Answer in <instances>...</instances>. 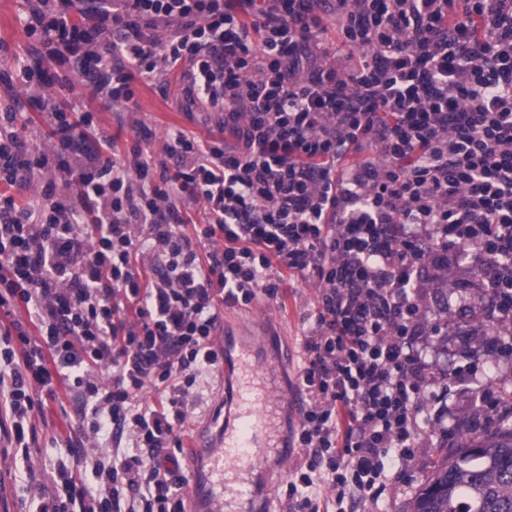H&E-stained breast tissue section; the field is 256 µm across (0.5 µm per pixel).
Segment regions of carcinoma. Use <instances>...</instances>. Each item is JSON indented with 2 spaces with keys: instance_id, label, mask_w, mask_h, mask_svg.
I'll return each mask as SVG.
<instances>
[{
  "instance_id": "obj_1",
  "label": "carcinoma",
  "mask_w": 512,
  "mask_h": 512,
  "mask_svg": "<svg viewBox=\"0 0 512 512\" xmlns=\"http://www.w3.org/2000/svg\"><path fill=\"white\" fill-rule=\"evenodd\" d=\"M458 447L453 459L442 457L409 512H512V418L482 439L461 430Z\"/></svg>"
}]
</instances>
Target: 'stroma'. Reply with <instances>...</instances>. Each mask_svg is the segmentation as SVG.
Segmentation results:
<instances>
[{"mask_svg": "<svg viewBox=\"0 0 512 512\" xmlns=\"http://www.w3.org/2000/svg\"><path fill=\"white\" fill-rule=\"evenodd\" d=\"M26 0H0V70H11L17 64L32 60L34 38L24 31L23 13ZM51 72L59 79L45 87L43 94L58 107H66L72 101H80L85 110L96 113L101 134L112 137L120 153H128L135 142L137 127L149 129L152 138L149 147L154 163L166 162L164 139L169 127L178 126L203 139H218L222 133L217 128L213 116L207 112L195 111L193 118H186L180 107L184 94L179 84L168 88L148 82H136L135 110H127L120 105L96 99L82 86H71L69 79L74 70L73 63L51 65ZM14 108L25 113L28 129L25 133L29 148L51 150L50 127L46 114L32 103L17 84L0 82V110ZM484 283L473 264L467 263L458 269L448 271V331L440 337L431 350L432 359L444 373V383L448 395L443 403L445 417L449 425L456 429L475 427L477 434L490 433L496 427L495 421L476 422L473 406L477 402L482 382L494 383L512 379V366L488 352L481 345L484 322L472 318L468 308L457 301L458 295L481 296ZM314 290L302 280L294 279L288 286L285 304H277L257 297L251 304L225 305L224 321L245 327L264 326L263 339L266 347L288 349L290 355L282 364V375L294 378L298 372L302 348L303 319L312 309ZM477 367L482 376L481 383H459L454 371ZM224 399V375L215 373L209 376L200 401L188 407L186 420L180 438L184 447H191L201 428L220 410ZM85 408L81 400L75 398L69 385H61L56 398L47 400L42 415L36 416L38 446L33 451L31 464H24L15 457L13 450L0 447V512H38V501L30 493L24 492L25 483H45L54 459L63 453H71L76 462L74 472L85 481L87 487H95L96 482L90 470L84 469V459L111 451L112 431L103 429L97 437L84 439ZM456 453V440L443 436L440 429H433L412 462L403 469V480L379 501L364 502L352 499L349 512H406L412 497L422 485L438 457L439 449ZM293 460H281L276 449L266 451V459L253 476L255 502H262L267 491H274L273 512H286L287 483L293 478Z\"/></svg>", "mask_w": 512, "mask_h": 512, "instance_id": "obj_1", "label": "stroma"}]
</instances>
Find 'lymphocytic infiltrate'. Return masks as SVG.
Masks as SVG:
<instances>
[{
	"label": "lymphocytic infiltrate",
	"mask_w": 512,
	"mask_h": 512,
	"mask_svg": "<svg viewBox=\"0 0 512 512\" xmlns=\"http://www.w3.org/2000/svg\"><path fill=\"white\" fill-rule=\"evenodd\" d=\"M25 30L44 46L18 68L29 99L44 61L71 59L129 110L135 79L178 80L231 136L170 128L175 166L159 169L93 113L49 112V151L0 113V184L31 190L0 193V433L29 458L65 377L92 431L128 441L87 461L93 491L58 460L39 512H186L178 431L224 360V306L279 301L290 276L317 287L294 471L323 469L329 496L290 486L289 512L389 492L438 420L421 410L438 383L423 349L446 326L432 291L449 261L477 264L489 349L512 356V0H28Z\"/></svg>",
	"instance_id": "1"
}]
</instances>
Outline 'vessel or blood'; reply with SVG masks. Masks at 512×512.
<instances>
[{
  "mask_svg": "<svg viewBox=\"0 0 512 512\" xmlns=\"http://www.w3.org/2000/svg\"><path fill=\"white\" fill-rule=\"evenodd\" d=\"M280 357L260 354L247 329L224 341L225 376L234 386V410L217 423L214 435H199L196 455L206 463L205 473H191L193 495L209 503L237 498L242 481L258 466L263 448L282 447L278 419L285 406H299V397L279 386Z\"/></svg>",
  "mask_w": 512,
  "mask_h": 512,
  "instance_id": "obj_1",
  "label": "vessel or blood"
}]
</instances>
